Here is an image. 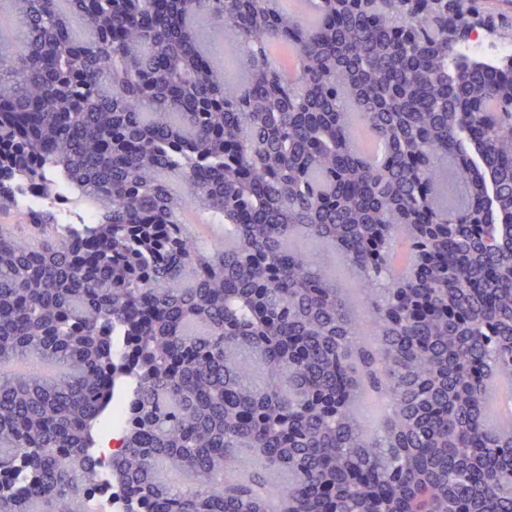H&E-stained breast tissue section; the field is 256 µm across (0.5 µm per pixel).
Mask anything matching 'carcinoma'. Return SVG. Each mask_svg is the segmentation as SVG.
Wrapping results in <instances>:
<instances>
[{"label": "carcinoma", "mask_w": 512, "mask_h": 512, "mask_svg": "<svg viewBox=\"0 0 512 512\" xmlns=\"http://www.w3.org/2000/svg\"><path fill=\"white\" fill-rule=\"evenodd\" d=\"M10 3L0 215L27 177L48 200L79 185L102 220L48 206L37 248L0 225V512H94L118 401L122 512H512V66L460 34L484 13L511 39L512 12ZM201 13L243 78L211 62ZM196 203L232 240L184 233ZM75 196L68 187L62 183L54 196L53 205L59 214L68 220L65 224H96L97 219L94 212L80 210L79 213L73 209Z\"/></svg>", "instance_id": "carcinoma-1"}]
</instances>
